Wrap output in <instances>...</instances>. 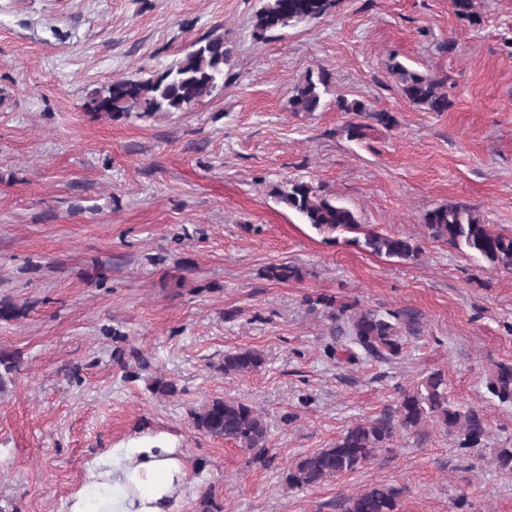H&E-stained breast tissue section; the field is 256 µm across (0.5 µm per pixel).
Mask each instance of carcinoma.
I'll return each mask as SVG.
<instances>
[{
    "label": "carcinoma",
    "mask_w": 512,
    "mask_h": 512,
    "mask_svg": "<svg viewBox=\"0 0 512 512\" xmlns=\"http://www.w3.org/2000/svg\"><path fill=\"white\" fill-rule=\"evenodd\" d=\"M336 0H265L256 12L254 29L262 37L266 32L295 26L327 16ZM231 51L224 36L210 35L197 40L180 60L149 76L123 79L101 86L87 98L84 106L95 113L112 116L188 112L212 97L224 83V66ZM389 70L398 76L400 90L407 100L428 112L448 110V97L442 92L444 79L432 78L408 70L400 61L391 59ZM324 79H307L297 87L291 99L295 112H315L320 107V86ZM343 112L366 115V118L391 129L396 125L388 112H369L359 102L337 99ZM277 200L300 215L303 222L323 233L362 231L363 239L354 242L378 256L398 260L417 257V249L408 239L373 230H361L355 212L347 205L326 195L311 183L290 180L278 190ZM424 223L431 236L450 247L467 251L489 265L512 270V234L493 230L474 210L461 205H444L428 211ZM266 276L272 280L301 279L294 266H270ZM316 303L331 309V318L345 320L349 345L342 348L346 361L359 357L387 361L401 355L403 337L397 320L398 312L383 314L377 310L350 312L347 304L335 305L331 299ZM265 363L263 354L254 349H239L224 354V374L247 375L259 371ZM488 392L501 403L512 404V363L500 362L489 373ZM192 427L207 436L250 451L257 458L269 452L268 429L262 415L253 407L231 399L216 398L191 412ZM432 420L448 433L459 435V448H476L487 433L484 415L473 407L460 408L448 401L447 381L434 372L426 377L422 388L402 394L393 413L381 415L365 423L349 427L336 443L299 457L283 472L290 489L320 484L330 478L354 473L369 464L392 445L402 431ZM402 489L390 484H373L349 498L345 512H397Z\"/></svg>",
    "instance_id": "cac0c4a2"
}]
</instances>
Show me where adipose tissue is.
I'll use <instances>...</instances> for the list:
<instances>
[{
  "instance_id": "ef3b65f1",
  "label": "adipose tissue",
  "mask_w": 512,
  "mask_h": 512,
  "mask_svg": "<svg viewBox=\"0 0 512 512\" xmlns=\"http://www.w3.org/2000/svg\"><path fill=\"white\" fill-rule=\"evenodd\" d=\"M190 469L182 449L158 438L110 448L85 461L61 512H178Z\"/></svg>"
}]
</instances>
